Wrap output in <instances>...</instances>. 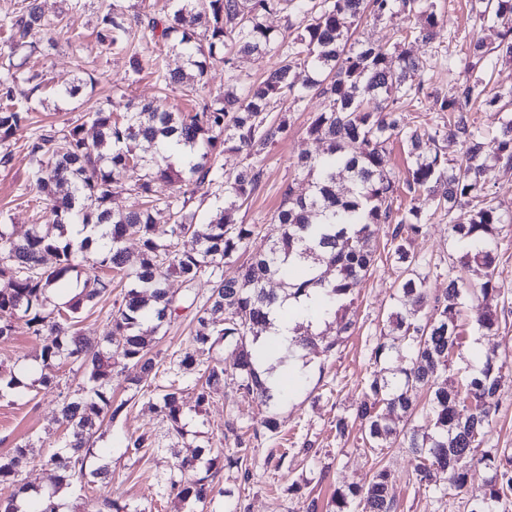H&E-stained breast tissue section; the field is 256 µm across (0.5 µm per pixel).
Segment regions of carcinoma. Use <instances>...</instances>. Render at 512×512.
<instances>
[{"label":"carcinoma","mask_w":512,"mask_h":512,"mask_svg":"<svg viewBox=\"0 0 512 512\" xmlns=\"http://www.w3.org/2000/svg\"><path fill=\"white\" fill-rule=\"evenodd\" d=\"M479 20L496 29L491 43L477 38L466 46V64L474 81L462 86L453 98H438L425 87L423 61L403 51L393 56L388 49L350 41L349 31L366 14L376 18L396 11L417 14L424 24L415 39L432 43L442 24L434 0H172L170 13L158 19L129 15L120 5L99 19L101 45L130 50L129 39H160L185 60V67H157L156 81L168 88L203 81L210 60L221 56L227 84L224 92L203 101L189 113L170 112L153 102L139 103L118 120L99 109L89 113L95 135L87 138L84 125L64 126L39 133L27 145L31 177L50 202L51 222L34 224L21 240L7 224H0V339H7L22 324L43 339L40 375L48 385L67 360L79 363L86 386L63 400L59 415L66 426L64 445H51L42 466L53 486L30 512H59L54 502L64 487H83L96 480H110L106 467L96 464L95 434L104 421L115 420L126 407L112 398L116 376L114 355L131 364L127 387H138L158 374V354L153 336L179 317L183 300L166 288L168 276L182 280L187 290L207 277L211 294L197 307L195 347L180 356L179 367L188 373L201 368L204 383H194L196 406L224 388L232 376L237 390L265 401L273 399L261 374L266 353L255 347L257 337L270 322L271 306L283 292L288 299L312 290L324 295L323 318L333 319L336 336L349 332L347 312L353 295L375 262L372 241L383 224L395 223L391 235L392 257L402 269L397 293L388 314L389 330L381 332L373 348L375 362L396 356L405 365L383 367L364 380V398L356 409L370 449L403 447L416 461V481L421 486L437 482L441 472L454 473L444 496L467 493L471 512H508L512 507V459H502L481 447L497 412L506 362L488 355L458 389L448 385L451 357L464 344L459 308L475 292L462 276L448 272V286L436 299L431 314H421L428 301V275L416 271L417 257L409 250L431 218L421 207L393 211L400 193L416 198L434 195L435 210L448 215V236L464 241L470 251L462 266L485 270L480 293L495 291L498 236L512 215L490 196L487 178L490 161L512 165V121L488 153L484 132L472 115V104L485 98L494 107L512 92L485 97L486 77L501 60H512V0H474ZM287 14L290 33L284 36L267 26L266 17ZM55 29L45 18L39 0H22L10 19L6 73L0 75V141L28 121V111L17 106V76L13 56L33 54L39 38ZM278 56L276 67L259 82H247L239 73V60L253 55ZM313 76L299 81L297 69ZM317 94L328 109L317 113L307 128L315 140L327 143L326 155L298 156L297 177L284 190L272 219L270 247L239 268L238 275L224 278V262L243 250L252 235L251 224L234 222V211L254 193L264 172L251 162L234 174L217 166V156L228 146L254 158L287 132L285 122L270 118L280 104L304 103ZM448 113L442 126L413 128L404 122L401 104H422ZM402 136L412 159L404 179L384 165L386 145ZM452 138L461 146V159L448 166L439 141ZM175 138L189 151L190 159L175 165L158 151L146 158L137 154L142 142L160 145ZM346 175L350 186L341 192L337 180ZM172 186L168 194L159 187ZM217 184L224 190V207L205 224L195 222L189 203L195 194ZM125 189L136 205L120 211L112 208L114 190ZM467 208L466 223L453 214ZM165 210L169 233H158L155 213ZM190 235L193 247L179 248ZM133 238L140 248L132 256L124 243ZM54 262L47 263V257ZM85 272L80 290L69 300L55 303L52 292L71 272ZM280 288H271L274 280ZM121 286L122 300L107 317V329L96 344L80 332L79 315L94 308L114 285ZM474 327L483 334L499 329L491 311H475ZM318 335L300 325L288 348L315 344ZM230 341L227 356H210L213 346ZM426 387L431 397L422 410L426 427H398L396 419L415 410L414 396ZM155 408L168 430L184 436L183 389L171 384L157 396ZM224 452L216 449L204 470L196 467L195 450L175 465L164 491L194 505L212 500L224 470L241 469L242 445ZM152 435L143 432L126 440L124 455L144 457L153 447ZM27 460V446L17 444L0 456V484H19ZM480 464L488 477L481 489L469 486L470 468ZM390 473L376 471L364 482H352L335 490L327 512H398L389 492Z\"/></svg>","instance_id":"1"}]
</instances>
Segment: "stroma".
I'll use <instances>...</instances> for the list:
<instances>
[{
    "mask_svg": "<svg viewBox=\"0 0 512 512\" xmlns=\"http://www.w3.org/2000/svg\"><path fill=\"white\" fill-rule=\"evenodd\" d=\"M115 2L129 12L157 17L170 10V0H40L46 16L54 19L57 27L53 40L42 41L40 52L25 61L22 71L26 78L36 76L41 88L33 93L26 80L19 83V91L28 94L24 105L29 119L0 144V154L12 155L10 164L0 167V222L10 225L15 237H23L30 225L49 219L46 202L31 181L26 156V146L36 132L83 121L87 113L100 108L120 117L129 104L140 101H155L169 111L183 113L195 111L200 104L190 88L165 89L157 83L156 64L171 69L181 64L180 57L166 46L136 37L129 55L102 47L98 40L99 18ZM436 4L444 26L434 43L424 44L405 36L403 19L398 14L364 18L353 37L386 46L394 54L407 50L430 59L431 66L424 75L426 86L451 98L460 86L473 79L466 68L464 52L469 41L482 36L483 31L470 9V0H436ZM448 51L456 57L452 70L442 59ZM134 55L141 63L137 71L130 64ZM89 77L95 80L93 88L74 97L59 95L64 84ZM325 108L322 98L313 97L302 106L286 104L272 112V119L286 120L288 132L256 159L264 171L263 179L236 213L237 223L254 225L255 233L246 251L225 263V278L236 277L249 256L268 248V227L284 189L296 174L297 156H318L323 152L322 144L309 138L306 130L312 117ZM419 204L432 219L424 233L411 240L410 248L418 257L421 272L428 274L429 291L435 295L447 287L448 267L466 249L449 238V220L435 214L433 201L423 198ZM392 230V225H381L372 242L376 261L355 295L349 312L353 325L344 342L329 355L318 346L301 350L302 373L295 383L278 390L276 434L266 433L259 425L268 412L265 404L243 395L228 380L223 391L213 395L203 409L186 406L184 437L168 435L166 422L150 409L149 402L158 387L174 380L173 368L180 353L193 348L195 310H183L167 332L155 339L154 349L161 361L158 376L144 381L137 393L122 385L113 388L115 400H126L127 407L112 424L103 427L96 443L102 462L112 472L113 496L125 499L141 512H189V504L162 493L177 456L192 446L200 449L206 460L212 449L235 447L241 439L247 446L243 472H224L223 495L206 504L203 512H305L310 500L326 506L336 487L360 481L383 468L392 474L391 493L400 512H470L466 495L444 497L419 488L412 476L415 462L407 449H367L355 419L363 382L375 369L372 349L387 326V313L398 286L399 272L389 257ZM500 242L496 290L475 298L474 303L496 310L501 326L498 332L481 334L471 327V309L463 308L460 320L469 326L467 339L448 370L449 380L457 385L465 383L486 355L512 363V223L505 225ZM41 350L39 337L18 328L9 339H0V368L22 374L27 367L38 364ZM82 385V373L76 364L68 362L50 385L38 384L21 392L0 390V455L8 454L15 445H27L30 462L21 479L29 487L50 489L49 475L38 460L48 445L58 446L64 441L66 431L57 422L56 411L61 399ZM340 417L349 422V431L342 437L335 430ZM145 430L156 437L157 449L139 460L124 456L126 437ZM306 441L316 448V455L302 452ZM485 447L512 458V381L502 389Z\"/></svg>",
    "mask_w": 512,
    "mask_h": 512,
    "instance_id": "35a3bbf8",
    "label": "stroma"
}]
</instances>
